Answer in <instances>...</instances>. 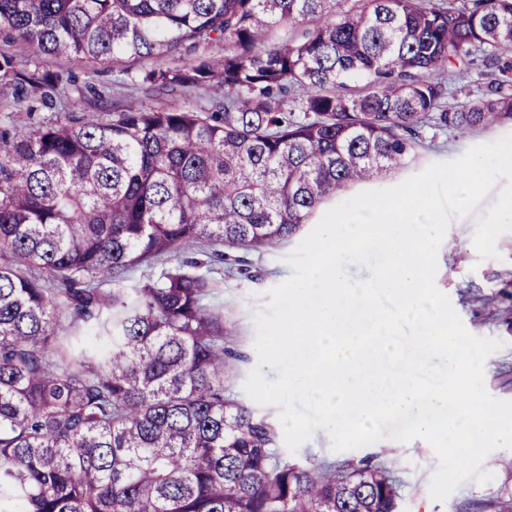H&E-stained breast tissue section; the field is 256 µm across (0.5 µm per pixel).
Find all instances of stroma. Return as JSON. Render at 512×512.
Instances as JSON below:
<instances>
[{
  "label": "stroma",
  "instance_id": "obj_1",
  "mask_svg": "<svg viewBox=\"0 0 512 512\" xmlns=\"http://www.w3.org/2000/svg\"><path fill=\"white\" fill-rule=\"evenodd\" d=\"M70 68L80 83L105 92L111 105L134 100L146 108H182L201 106L224 95L223 88L217 86L190 95L148 92L135 81L120 76L108 62L90 66L74 61ZM510 134L512 129L507 127L477 132L425 129L423 146L410 167L383 176L376 186L380 189L396 186L430 164L456 160L474 145L490 143ZM497 199V191H490L473 214L452 218L438 250L436 286L448 296L470 333L502 341V348L489 355L484 363V381L492 396L512 401V232L499 237L498 257L480 258L473 245L478 218L486 215L488 207ZM298 243V238L294 237L286 243L252 253L249 275L225 272L223 285L215 297L235 326L236 348L246 356L226 378V392L274 422L279 419V407L253 404L243 390V383L256 367L267 380L278 377L276 370L258 363L254 316L266 307L269 290L292 275L287 258ZM275 453L282 461L303 466H339L352 459L370 458L373 463L387 468L396 481L402 512H497V502L512 499V449L499 448L486 457L482 468L493 473L492 481L479 484L466 480L442 502L429 495V482L439 467V459L430 444L421 438L404 443L385 439L337 452L331 447L328 432L318 428L297 451H289L280 441Z\"/></svg>",
  "mask_w": 512,
  "mask_h": 512
}]
</instances>
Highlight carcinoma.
I'll use <instances>...</instances> for the list:
<instances>
[{
	"label": "carcinoma",
	"instance_id": "1",
	"mask_svg": "<svg viewBox=\"0 0 512 512\" xmlns=\"http://www.w3.org/2000/svg\"><path fill=\"white\" fill-rule=\"evenodd\" d=\"M337 2L0 0L6 39L57 62L0 51L14 108H58L74 60L224 87L204 109L0 130V512H398L385 468L282 464L276 427L226 394L241 355L217 265L408 167L426 127L512 125V0ZM451 65L479 70L480 98L448 102ZM204 241L207 259L121 286Z\"/></svg>",
	"mask_w": 512,
	"mask_h": 512
}]
</instances>
